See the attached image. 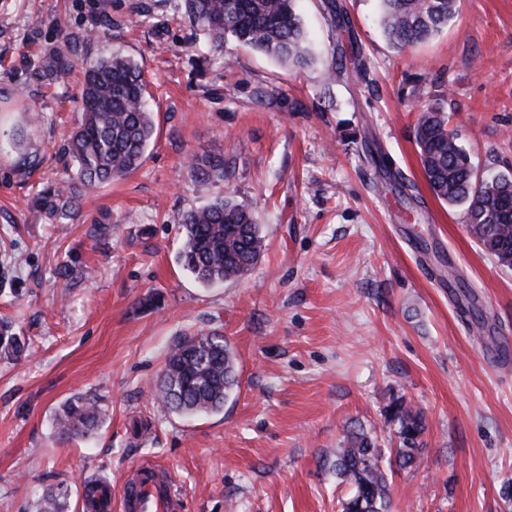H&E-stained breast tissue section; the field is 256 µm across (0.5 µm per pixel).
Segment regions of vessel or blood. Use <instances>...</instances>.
I'll return each instance as SVG.
<instances>
[{"label":"vessel or blood","mask_w":512,"mask_h":512,"mask_svg":"<svg viewBox=\"0 0 512 512\" xmlns=\"http://www.w3.org/2000/svg\"><path fill=\"white\" fill-rule=\"evenodd\" d=\"M122 512H184L170 471L154 462L134 465L123 480Z\"/></svg>","instance_id":"b4317fda"}]
</instances>
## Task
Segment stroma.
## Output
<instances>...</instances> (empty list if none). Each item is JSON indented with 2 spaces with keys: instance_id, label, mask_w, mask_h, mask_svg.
I'll list each match as a JSON object with an SVG mask.
<instances>
[{
  "instance_id": "1",
  "label": "stroma",
  "mask_w": 512,
  "mask_h": 512,
  "mask_svg": "<svg viewBox=\"0 0 512 512\" xmlns=\"http://www.w3.org/2000/svg\"><path fill=\"white\" fill-rule=\"evenodd\" d=\"M321 3L296 0L316 57L299 71L206 49L181 0H0V512L57 487L86 512L87 484L120 493L142 461L169 468L185 512H339L349 488L326 458L350 426L398 447L397 399L425 431L418 467L392 470L391 512H512V268L431 193L414 140L418 107H442L478 173L512 177V0H460L403 51L378 0H336L343 32ZM66 34L79 57L143 70L156 132L139 169L51 215L34 200L73 173L83 73L36 71ZM335 56L365 79L326 83ZM216 159L223 182L198 187ZM219 195L253 210L266 247L203 286L175 219ZM197 329L231 344L239 386L215 414L163 410L166 353ZM75 396L101 421L59 438Z\"/></svg>"
}]
</instances>
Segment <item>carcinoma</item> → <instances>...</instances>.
Instances as JSON below:
<instances>
[{
	"label": "carcinoma",
	"instance_id": "obj_1",
	"mask_svg": "<svg viewBox=\"0 0 512 512\" xmlns=\"http://www.w3.org/2000/svg\"><path fill=\"white\" fill-rule=\"evenodd\" d=\"M189 22L207 36L211 48L224 51L235 42L297 67L312 60L295 0H183ZM381 24L388 42L401 51L431 38L457 17L458 0H380ZM70 38L49 53L37 76L52 77L70 66ZM81 89L83 117L72 133L67 154L75 177L88 189L121 179L142 163L154 137L149 92L141 69L131 60L114 55L87 60ZM420 163L432 194L465 208L471 234L483 250L497 256L499 246L512 245V178L486 180L477 175L471 158L448 129V115L437 106L420 110L415 126ZM201 186L224 180V161L204 168L195 166ZM72 180L41 193L36 205L50 213L75 207ZM184 235L179 261L198 283L211 286L244 276L265 249L261 228L252 212L224 196L209 205L190 209L176 218ZM235 353L224 337L210 331L182 336L171 348L155 384L159 404L169 412L211 413L221 410L237 385ZM388 413L397 424L403 467L420 459L419 438L425 430L421 411L400 400ZM100 421L92 398L75 396L55 418L62 438L82 435ZM384 449L377 439L359 429L349 432L336 449L329 468L351 495L339 500L340 512H391L389 474ZM68 491L46 490L38 512H63Z\"/></svg>",
	"mask_w": 512,
	"mask_h": 512
}]
</instances>
